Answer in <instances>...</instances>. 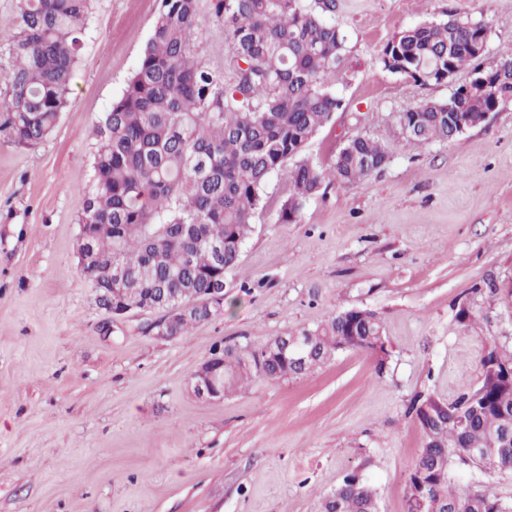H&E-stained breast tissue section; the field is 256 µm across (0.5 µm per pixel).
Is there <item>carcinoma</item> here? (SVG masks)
I'll return each instance as SVG.
<instances>
[{"mask_svg":"<svg viewBox=\"0 0 512 512\" xmlns=\"http://www.w3.org/2000/svg\"><path fill=\"white\" fill-rule=\"evenodd\" d=\"M91 0H17L18 29L9 62L0 67V137L17 148L46 139L67 107ZM229 38L228 68L212 67L196 44L202 9ZM484 25L448 17L424 22L386 44L382 56L402 58L401 74L423 85L441 82L476 60L469 46ZM344 39L335 26L305 8L302 0H161L138 66L96 129L97 149L78 224L92 242L83 269L92 284L125 277L127 302L188 304L224 279L241 247L269 177L288 175L293 194L281 211L291 221L300 201L332 176L367 181L389 151L356 137L325 172L302 158L306 146L332 118L341 101L331 90ZM496 64L485 94L460 97L455 111L489 112L512 98V48ZM428 104L407 115L426 129L408 136L418 146L449 140L448 126ZM383 327L366 310H346L310 333L314 352L301 366L269 358L268 344L249 357L224 353V392L257 375L279 380L304 375L327 362L340 340L364 332L366 346ZM512 355L491 349L482 380L447 401L415 399L436 414L422 425L425 442L410 473L429 484L424 512H512V500L488 486L475 493L453 485L458 465L489 474L512 473V386L506 383ZM322 512H378L377 496L363 479L346 476L322 500Z\"/></svg>","mask_w":512,"mask_h":512,"instance_id":"carcinoma-1","label":"carcinoma"}]
</instances>
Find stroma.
I'll list each match as a JSON object with an SVG mask.
<instances>
[{
  "mask_svg": "<svg viewBox=\"0 0 512 512\" xmlns=\"http://www.w3.org/2000/svg\"><path fill=\"white\" fill-rule=\"evenodd\" d=\"M336 2L342 105L304 156L328 170L365 136L389 161L361 184L326 179L288 223L291 185L272 175L223 313L180 336H156L151 313L108 322L76 256L96 128L160 0H92L55 130L26 149L0 139V512H321L353 471L379 512H405L424 442L414 400L453 399L487 351L512 353V101L412 148L400 114L447 101L474 67L422 85L381 63L400 32L452 15L486 26L490 66L512 47V0ZM351 308L380 319L385 355L339 351L221 400L194 394L214 346L247 357Z\"/></svg>",
  "mask_w": 512,
  "mask_h": 512,
  "instance_id": "stroma-1",
  "label": "stroma"
}]
</instances>
